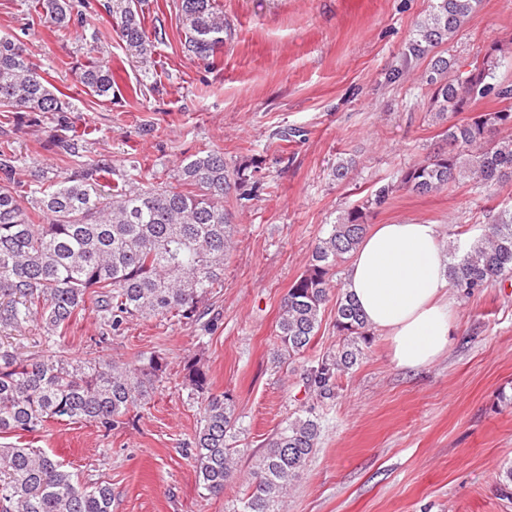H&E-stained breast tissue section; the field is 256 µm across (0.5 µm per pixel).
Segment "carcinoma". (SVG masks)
I'll use <instances>...</instances> for the list:
<instances>
[{
	"instance_id": "carcinoma-1",
	"label": "carcinoma",
	"mask_w": 512,
	"mask_h": 512,
	"mask_svg": "<svg viewBox=\"0 0 512 512\" xmlns=\"http://www.w3.org/2000/svg\"><path fill=\"white\" fill-rule=\"evenodd\" d=\"M481 0H436L417 25L408 56L421 59L472 22ZM139 0H104L103 9L140 64L153 59L155 41L141 22ZM185 53L206 65L224 52V14L215 0H178ZM39 24L64 33L83 23L72 0H34ZM77 81L91 94L112 98V60L86 45ZM502 49L492 46L468 69L443 56L423 76L435 117L448 123L446 147L404 170L395 184L375 191L360 206L343 211L312 250L305 271L284 295L276 323L277 362L302 356L321 325L322 311L335 302L337 332L346 345L307 370L306 386L330 391L351 369L368 340L369 327L353 300L334 282L344 261L367 231V213L405 190L437 193L469 178L491 187L512 179V84L497 80ZM502 107L470 111L477 99ZM0 107L12 112L57 115L74 111L66 94L52 90L41 65L23 42L0 36ZM458 112L470 116L460 122ZM76 164L53 170L36 166L25 184L13 177L14 156L0 146V332L34 323L46 342L63 337L79 312L91 307L103 326L118 333L129 320L149 317L181 323L200 321L205 301L224 287V257L231 247L224 198L248 183L247 168L229 169L224 151L212 148L181 159L162 182L144 181L136 161L80 159V145L61 139ZM450 286L470 297L512 277V206L499 210L474 239L448 246ZM160 356L118 363L107 354L74 358L54 352L23 359L0 341V434L35 433L52 421L93 423L107 431L122 424L131 408L147 401L166 373ZM190 395L204 396L203 416L192 442L199 486L221 497L238 480L235 446L238 422L229 394L210 391L207 370L185 365ZM317 419L293 414L268 437L252 464L240 507L232 512H278L299 473L314 455ZM0 512H112V488L88 485L49 453L18 445L0 446Z\"/></svg>"
}]
</instances>
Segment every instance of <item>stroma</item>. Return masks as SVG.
Wrapping results in <instances>:
<instances>
[{
	"label": "stroma",
	"instance_id": "1",
	"mask_svg": "<svg viewBox=\"0 0 512 512\" xmlns=\"http://www.w3.org/2000/svg\"><path fill=\"white\" fill-rule=\"evenodd\" d=\"M27 2L0 0V36H18L47 80L69 95L84 155L117 164L133 157L160 176L217 146L229 167H255L259 189L249 200L234 191L224 200L232 247L224 286L201 321L135 319L110 336L106 352L116 361L165 357L166 373L147 403L109 432L54 421L40 433L2 435L0 444L43 449L82 479L109 483L112 512H229L238 487L207 496L186 454L203 413L183 384V365L193 358L205 365L212 391L234 400L241 473L289 414L317 417L318 447L280 512H512V500L496 492L512 464L508 283L470 298L449 291L448 350L417 371L397 368L374 330L330 394L310 391L306 369L343 344L329 308L303 357L273 361L281 301L317 240L340 211L444 143L421 81L430 61L405 57L433 0H219L224 53L212 68L183 53L176 0H149L142 21L156 51L147 70L128 62L99 6L86 9L78 32L61 37L32 23ZM89 40L112 59L119 102L93 97L76 81ZM494 43H512V0H481L475 20L442 51L469 63ZM61 135L51 116L0 112V142L15 149L17 179L36 165L66 166L53 148ZM341 159L353 167L339 182L331 169ZM510 204L512 179L490 188L462 181L427 196L398 192L369 222L435 224L446 242L461 227L480 235ZM101 332L88 309L55 345L32 324L9 341L23 356L52 348L85 358Z\"/></svg>",
	"mask_w": 512,
	"mask_h": 512
}]
</instances>
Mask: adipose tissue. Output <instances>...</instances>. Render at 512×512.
I'll return each instance as SVG.
<instances>
[{
	"label": "adipose tissue",
	"instance_id": "adipose-tissue-1",
	"mask_svg": "<svg viewBox=\"0 0 512 512\" xmlns=\"http://www.w3.org/2000/svg\"><path fill=\"white\" fill-rule=\"evenodd\" d=\"M448 266L434 224L376 225L354 251L344 288L370 327L387 336L396 367H427L447 351L454 318Z\"/></svg>",
	"mask_w": 512,
	"mask_h": 512
}]
</instances>
